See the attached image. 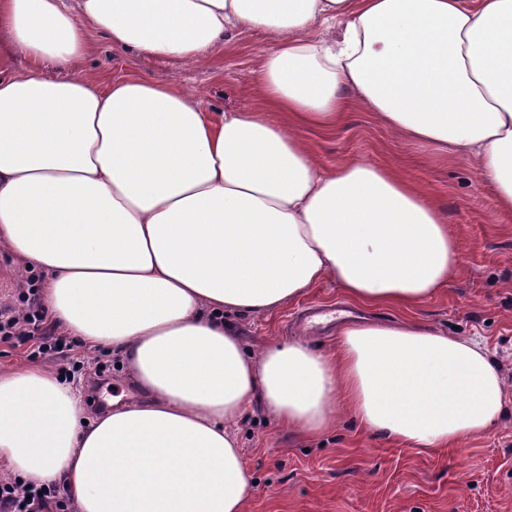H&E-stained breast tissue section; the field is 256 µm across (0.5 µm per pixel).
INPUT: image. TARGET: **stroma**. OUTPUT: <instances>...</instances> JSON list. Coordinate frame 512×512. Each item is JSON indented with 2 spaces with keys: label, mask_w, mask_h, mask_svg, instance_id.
<instances>
[{
  "label": "stroma",
  "mask_w": 512,
  "mask_h": 512,
  "mask_svg": "<svg viewBox=\"0 0 512 512\" xmlns=\"http://www.w3.org/2000/svg\"><path fill=\"white\" fill-rule=\"evenodd\" d=\"M273 46L244 29L187 65L102 45L74 72L164 81L193 91L218 116L258 106V57ZM299 135L325 168L355 159L394 167L443 210L463 246L462 270L409 317L444 332L481 336L503 371L507 399L493 431L434 453L386 441L344 414L333 428L311 435L277 423L254 404L237 424L255 482L244 512H512V212L500 209L495 186L481 178L472 158L429 163L361 105H353L335 131L303 128ZM310 305L342 308L346 301L326 279L274 316L238 315L234 323L253 350L303 337L332 355L335 331L306 337L295 323Z\"/></svg>",
  "instance_id": "obj_1"
}]
</instances>
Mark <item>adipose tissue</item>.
Returning a JSON list of instances; mask_svg holds the SVG:
<instances>
[{"instance_id":"obj_1","label":"adipose tissue","mask_w":512,"mask_h":512,"mask_svg":"<svg viewBox=\"0 0 512 512\" xmlns=\"http://www.w3.org/2000/svg\"><path fill=\"white\" fill-rule=\"evenodd\" d=\"M239 28L275 43L250 111L63 74L97 36L192 63ZM351 92L434 162L469 154L512 210V0H0V248L48 274L51 324L115 353L138 393L94 416L55 370L0 374V472L78 512H243L232 425L254 402L312 434L342 411L420 450L496 427L506 385L480 337L369 317L442 293L461 245L411 180L324 168L298 136L335 130ZM326 279L359 312L334 357L243 346L230 315Z\"/></svg>"}]
</instances>
